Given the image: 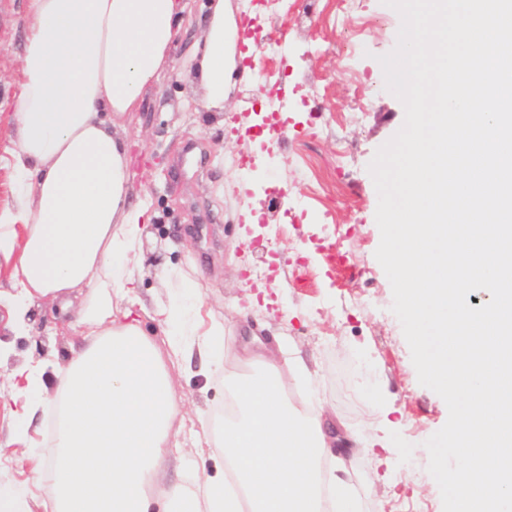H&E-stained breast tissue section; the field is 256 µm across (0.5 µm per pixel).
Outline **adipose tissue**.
<instances>
[{
  "instance_id": "ef3b65f1",
  "label": "adipose tissue",
  "mask_w": 512,
  "mask_h": 512,
  "mask_svg": "<svg viewBox=\"0 0 512 512\" xmlns=\"http://www.w3.org/2000/svg\"><path fill=\"white\" fill-rule=\"evenodd\" d=\"M185 0H29L15 99L12 207L0 210V259L9 267V330L26 336L39 301L77 308L84 347L64 367L26 361L27 408L55 384L53 512H358L352 488L326 465L337 440L323 406L297 408L289 379L303 360L253 358L231 379L234 413L213 434L227 474L173 486L155 509L151 484L180 415L167 359L210 347L223 327L202 328L173 303L156 315L174 340L161 353L135 312L147 209L127 201L125 145L105 114L139 105L171 69ZM238 27L226 0H211L192 48L199 109L223 107L234 77L262 79L237 62Z\"/></svg>"
}]
</instances>
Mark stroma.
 Segmentation results:
<instances>
[{
	"label": "stroma",
	"mask_w": 512,
	"mask_h": 512,
	"mask_svg": "<svg viewBox=\"0 0 512 512\" xmlns=\"http://www.w3.org/2000/svg\"><path fill=\"white\" fill-rule=\"evenodd\" d=\"M205 2L191 0L175 71L112 120L113 133L128 146L129 200L145 205L149 217L137 290L146 307L143 329L166 348L165 329L150 312L165 293L155 276L160 262L175 281L189 283L182 300L198 309L204 325L224 328L221 370L202 375L196 357L169 367L181 414L153 491L163 496L179 466L223 471V456L199 430L202 421L222 422L226 375L252 374L249 360L232 355L257 336L266 348L302 356L315 373L347 441L339 456L360 512H443L424 443L445 425L448 409L418 381L391 310L390 282L375 257L378 195L368 165L405 118L378 58L394 49L400 16L381 0H230L239 26L260 16L284 54L265 62L264 93L238 84L223 110L199 112L198 81L182 62L204 22ZM28 23L27 0H0V209L14 202V99ZM255 94L279 112L277 135L235 128V113L248 109ZM248 159L255 169L244 168ZM249 214L259 222L246 223ZM330 246L357 274L344 277L328 265ZM33 319L30 335H0L13 350L0 362V482L29 487L38 500L32 512H45L51 483L39 469L51 453L44 445L51 412L38 411L23 425L12 375L27 359L67 364L80 339L51 307H34ZM383 421L400 455L352 441V434Z\"/></svg>",
	"instance_id": "1"
}]
</instances>
